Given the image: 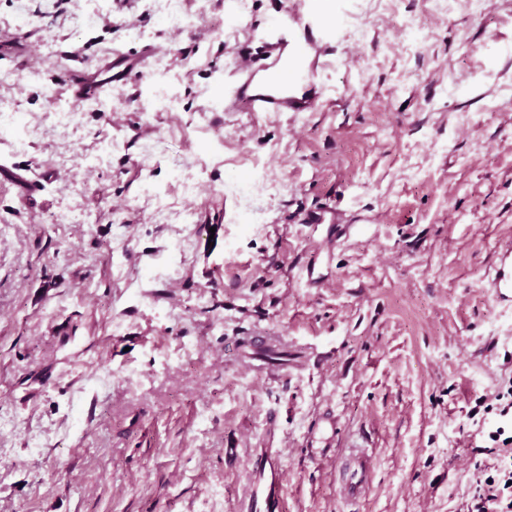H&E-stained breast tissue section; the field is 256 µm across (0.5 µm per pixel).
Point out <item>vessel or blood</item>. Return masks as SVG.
Listing matches in <instances>:
<instances>
[{"mask_svg": "<svg viewBox=\"0 0 512 512\" xmlns=\"http://www.w3.org/2000/svg\"><path fill=\"white\" fill-rule=\"evenodd\" d=\"M337 29L326 22L306 0H291L274 17L259 46L243 43L234 54L232 78L224 85L219 109L223 112L301 115L314 111L325 98L320 80L330 56L336 52ZM159 53L156 46L141 45L137 52L122 51L90 62L79 52H69L65 71L68 94L83 102L96 101L124 88ZM493 301L512 308V245L500 248L487 276ZM357 466L342 488L353 499L365 491L361 476L368 458L352 453ZM248 486L239 512H283L284 472L277 454L258 448L247 460Z\"/></svg>", "mask_w": 512, "mask_h": 512, "instance_id": "b4317fda", "label": "vessel or blood"}]
</instances>
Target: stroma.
<instances>
[{"mask_svg": "<svg viewBox=\"0 0 512 512\" xmlns=\"http://www.w3.org/2000/svg\"><path fill=\"white\" fill-rule=\"evenodd\" d=\"M315 4L336 63L295 117L207 109L273 0H183L177 34L148 0H0V110L26 128L0 165L32 188L0 184V512H236L257 448L284 512H472L501 479L512 313L486 273L512 241V0ZM144 42L161 57L100 101L58 79L65 51ZM236 181L262 210L247 235ZM327 204L342 223H304ZM353 442L371 469L345 502Z\"/></svg>", "mask_w": 512, "mask_h": 512, "instance_id": "stroma-1", "label": "stroma"}]
</instances>
